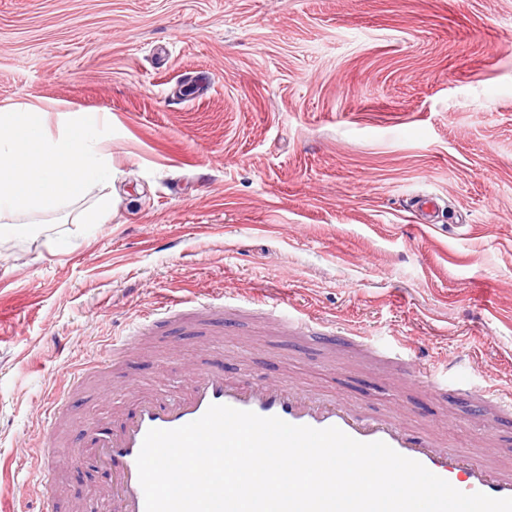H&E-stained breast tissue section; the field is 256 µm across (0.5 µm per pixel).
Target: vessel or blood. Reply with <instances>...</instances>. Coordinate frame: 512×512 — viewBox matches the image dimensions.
Listing matches in <instances>:
<instances>
[{
    "label": "vessel or blood",
    "instance_id": "vessel-or-blood-1",
    "mask_svg": "<svg viewBox=\"0 0 512 512\" xmlns=\"http://www.w3.org/2000/svg\"><path fill=\"white\" fill-rule=\"evenodd\" d=\"M278 313L287 330L327 341L331 326L310 313L281 307L278 301L268 304ZM167 319L185 320L187 326L200 327L212 320L211 309L202 300H186L168 309ZM347 341L370 347L385 359L396 364L410 380H421L428 392L443 398L448 392L465 394L496 406L499 414L512 417V393L497 388L469 385L452 374V362L434 364L421 372L414 347L398 336L386 343L368 341L356 329L345 332ZM145 327H136L130 335L113 339L112 357L94 361L98 374H107L114 361L139 353L148 343ZM84 373H77L71 386L57 391L46 408L47 429L40 447L32 457L30 470L36 478L41 512H59L54 490L50 461L60 443L59 417L66 408L72 387L80 386ZM127 409L119 416L120 425L100 433L88 429V441L94 462L107 481L100 489L97 512H145L143 489L139 482L137 457L149 429H173L200 418L210 405H228L249 410L263 417L276 416L294 425L317 429L340 428L362 442L383 441L399 454L423 464L429 471L445 479L464 493L482 492L496 498L512 497V464L492 462L483 456L446 448L444 440L426 428L408 426L396 413L369 416L360 407L344 400L313 394L290 385L288 380L257 383L245 378L228 381L224 376V361L220 353L195 363L183 379L179 391L160 395L129 381L123 386Z\"/></svg>",
    "mask_w": 512,
    "mask_h": 512
}]
</instances>
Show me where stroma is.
<instances>
[{
    "instance_id": "35a3bbf8",
    "label": "stroma",
    "mask_w": 512,
    "mask_h": 512,
    "mask_svg": "<svg viewBox=\"0 0 512 512\" xmlns=\"http://www.w3.org/2000/svg\"><path fill=\"white\" fill-rule=\"evenodd\" d=\"M0 108L105 116L93 196L0 239V512H39L26 449L43 406L112 336L175 298L270 294L475 385L512 381V0H0ZM438 199L425 222L418 196ZM224 374L401 409L452 448L484 445L467 404L390 365L292 337L267 311L219 323ZM205 339L171 324L112 383L178 378ZM124 404L97 375L60 425L56 490L91 505L100 475L74 427ZM111 217L112 197L104 194L96 199L93 208L83 215L82 220L86 224H107Z\"/></svg>"
}]
</instances>
